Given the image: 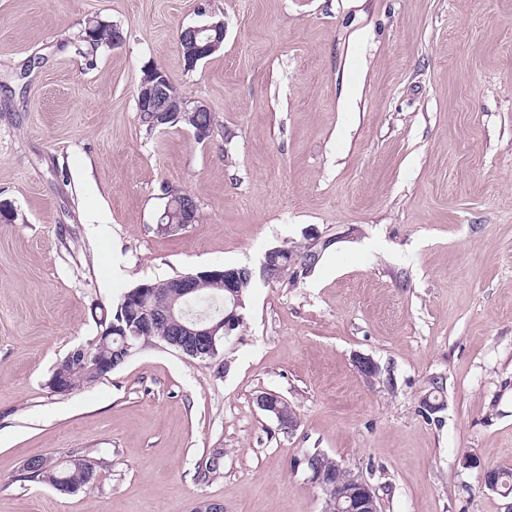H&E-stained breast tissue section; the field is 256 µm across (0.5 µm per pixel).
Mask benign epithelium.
Wrapping results in <instances>:
<instances>
[{"label":"benign epithelium","mask_w":512,"mask_h":512,"mask_svg":"<svg viewBox=\"0 0 512 512\" xmlns=\"http://www.w3.org/2000/svg\"><path fill=\"white\" fill-rule=\"evenodd\" d=\"M207 35L206 47L209 51L216 50L224 37V23L216 22L202 26L188 27L180 31L179 46L187 66L193 70L202 57L203 46L198 44L200 36ZM147 74L141 77L137 87L138 112H150L157 128L170 126L172 119L181 120L188 126L195 127V133L200 140L208 139L209 132L197 125L195 117L198 112H206V105L183 96L167 74L158 68H145ZM198 221V205L190 193L181 198L167 202L164 212L156 223V231L160 234H175L188 225ZM288 248L275 247L265 252L260 266V275H265L272 266L280 267L286 274L294 266V262L286 260ZM236 269L225 270L214 268L196 275H180L164 282L153 285H142L140 290H133L125 295L119 309L127 310L134 304H140L153 297L163 288H170L175 296L189 300L199 290L201 279L215 278L224 283V318L219 321L200 319L187 324L182 322L179 312L172 308L158 310L144 306L139 308L138 322L130 324L132 334L138 336L151 329L157 322L166 321L172 327L170 336L165 338V346L183 355L205 358L217 353L216 336L222 330L230 334L232 329L243 318L239 313V298L237 294L238 276ZM257 407L274 417L281 426L290 429L296 427L297 416L288 402L272 393L263 392L256 396ZM311 475L309 481L318 486L323 495L322 512H380L379 498L374 488L362 476L346 464L336 462V472H323L317 465L316 459L307 457Z\"/></svg>","instance_id":"7a95c632"}]
</instances>
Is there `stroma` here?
Listing matches in <instances>:
<instances>
[{
    "mask_svg": "<svg viewBox=\"0 0 512 512\" xmlns=\"http://www.w3.org/2000/svg\"><path fill=\"white\" fill-rule=\"evenodd\" d=\"M91 19L125 39L89 62ZM216 21L186 71L180 31ZM149 66L209 108L206 143L141 126ZM166 183L199 208L172 235ZM0 201V512H322L315 451L381 512L512 505L483 483L512 470V0H0ZM284 246L318 260L255 278L216 359L140 347L47 388L129 288ZM75 453L91 489L24 480ZM255 403L257 407L274 417L281 426H288L292 429L297 425V416L288 402L272 393L263 392L256 396Z\"/></svg>",
    "mask_w": 512,
    "mask_h": 512,
    "instance_id": "stroma-1",
    "label": "stroma"
}]
</instances>
